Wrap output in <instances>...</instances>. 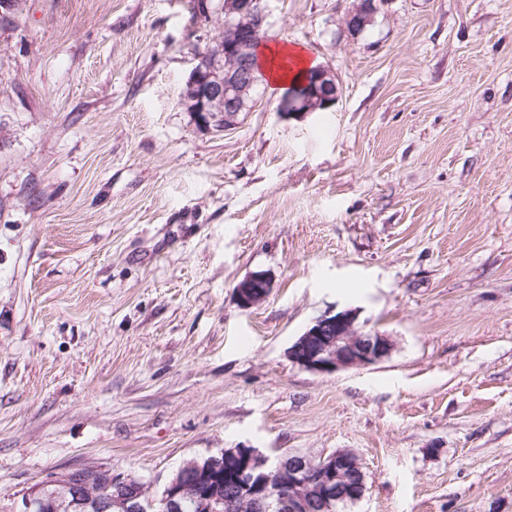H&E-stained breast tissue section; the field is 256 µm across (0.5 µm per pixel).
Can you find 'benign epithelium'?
Instances as JSON below:
<instances>
[{
  "label": "benign epithelium",
  "instance_id": "obj_1",
  "mask_svg": "<svg viewBox=\"0 0 512 512\" xmlns=\"http://www.w3.org/2000/svg\"><path fill=\"white\" fill-rule=\"evenodd\" d=\"M389 0H356L344 18L351 35L361 33L372 22L380 6ZM224 15L223 30L197 53L181 94V104L204 124L220 114L224 127L236 123L239 114L253 111L260 102L257 49L269 40L270 24L265 0H220L219 6L198 10L207 19L212 13ZM340 88L333 69L319 65L298 85L290 87L279 111L288 116L326 112L339 101ZM273 284L264 272H255L234 288L236 302L243 309L263 303ZM392 340L358 323V311L346 308L317 317L288 348V359L321 374L376 364L392 352ZM236 449L227 448L194 460L197 470L211 474L224 469ZM94 468L67 472L50 481L54 492L22 499L21 512H184L192 499L203 512H215L216 496L200 497L196 487L185 481L179 469L161 494L151 496L147 488L131 483L120 474L108 475L106 484L88 473ZM365 488V473L359 457L350 450H338L318 459L286 454L275 459L257 448L247 451L237 475L234 494L224 504L241 512H333L341 501H357Z\"/></svg>",
  "mask_w": 512,
  "mask_h": 512
}]
</instances>
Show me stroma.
<instances>
[{
    "mask_svg": "<svg viewBox=\"0 0 512 512\" xmlns=\"http://www.w3.org/2000/svg\"><path fill=\"white\" fill-rule=\"evenodd\" d=\"M269 0L341 97L180 103L192 0H0V512L62 473L158 495L223 448L353 451L347 512H512V0ZM264 271L268 300L234 287ZM389 336L319 374L325 311ZM356 4L344 18V27L350 35L361 33L372 22L381 5L389 0H356ZM289 89L279 104V111L289 117L329 111L340 97L336 75L329 65L315 67L303 82ZM272 288V281L266 273H252L236 284V302L242 309L256 307L268 298ZM358 311L346 308L317 317L288 349V359L321 374L376 364L392 352V340L358 323Z\"/></svg>",
    "mask_w": 512,
    "mask_h": 512,
    "instance_id": "obj_1",
    "label": "stroma"
}]
</instances>
